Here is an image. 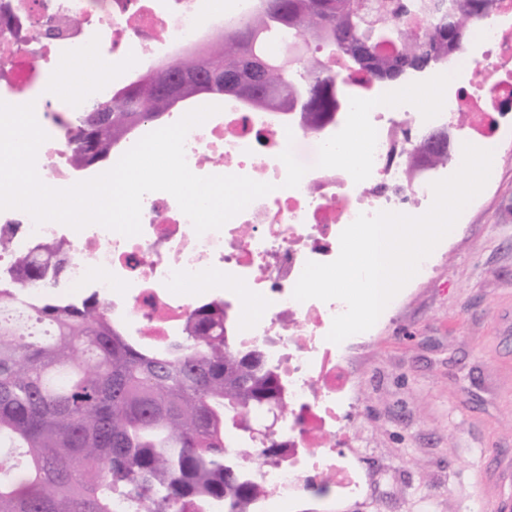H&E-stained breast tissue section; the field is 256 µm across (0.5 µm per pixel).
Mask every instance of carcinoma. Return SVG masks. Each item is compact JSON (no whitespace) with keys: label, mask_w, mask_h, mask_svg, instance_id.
Wrapping results in <instances>:
<instances>
[{"label":"carcinoma","mask_w":512,"mask_h":512,"mask_svg":"<svg viewBox=\"0 0 512 512\" xmlns=\"http://www.w3.org/2000/svg\"><path fill=\"white\" fill-rule=\"evenodd\" d=\"M266 0L201 50L176 58L173 72L215 76V97L247 99L270 112L302 109L309 133L336 111V73L322 51L343 57L364 89L433 69L467 52L472 26L500 0ZM288 30L287 52L268 54L271 35ZM148 87L94 100L61 120L80 168L110 158L134 127L168 108L159 86L170 73L146 70ZM410 163H448V153L414 151ZM66 247L46 240L16 256L0 277V306L26 309L49 326L44 340L0 320V444L20 451L22 468L0 469V512H252L260 489L235 452L251 418L283 412L279 374L224 335V306H197L184 335L157 347L105 318L104 302L43 299L65 276Z\"/></svg>","instance_id":"cac0c4a2"}]
</instances>
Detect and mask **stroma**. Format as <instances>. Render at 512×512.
<instances>
[{
    "mask_svg": "<svg viewBox=\"0 0 512 512\" xmlns=\"http://www.w3.org/2000/svg\"><path fill=\"white\" fill-rule=\"evenodd\" d=\"M497 173L391 313L342 344L367 441L361 493L300 492L291 512H493L512 467V138Z\"/></svg>",
    "mask_w": 512,
    "mask_h": 512,
    "instance_id": "1",
    "label": "stroma"
}]
</instances>
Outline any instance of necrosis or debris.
I'll list each match as a JSON object with an SVG mask.
<instances>
[{
  "mask_svg": "<svg viewBox=\"0 0 512 512\" xmlns=\"http://www.w3.org/2000/svg\"><path fill=\"white\" fill-rule=\"evenodd\" d=\"M259 0H228L223 11L207 0H0V100L33 103L47 133L37 153L41 180L66 188L82 181L69 159L57 115L41 95L44 81L62 62L81 65L106 50L113 61L138 50L148 61L159 51L172 54L205 43L215 31L252 13ZM79 16L76 26L60 21ZM480 51L473 57L476 77L432 112L411 113L391 100L387 89L347 98L337 114L322 119L313 138L308 171L298 187H284L280 159L288 144L307 135L301 119L285 112L245 108L225 98L221 112L192 128L185 157L197 175L213 174L215 158L231 174L274 184L220 230L196 233L172 195L148 193L142 200L140 234L126 237L99 225L74 230L62 224H17L14 210L0 211V235L29 252L45 240L64 242L72 260L67 280L80 295L95 294L105 314L128 332L157 345L181 335L194 304L182 290L206 281L209 301L228 307L229 335L244 348L262 350L281 378L288 413L276 434L274 457L257 458L252 442L237 451L264 496L255 512H285L301 487L323 485L346 493L359 486L343 462L350 440L344 404L352 391L341 370L336 345L328 341L332 320L343 313L339 300L299 302L292 293L306 262L328 263L340 251L339 236L359 214L400 211L404 204L427 210L432 182L447 168L413 170L409 152L425 132L451 123L458 113L471 117L464 134L493 135L512 126L503 109L512 100V0L478 24ZM371 133L357 167L336 164L331 155L346 144L353 125ZM248 287L260 307L246 311L238 293Z\"/></svg>",
  "mask_w": 512,
  "mask_h": 512,
  "instance_id": "necrosis-or-debris-1",
  "label": "necrosis or debris"
}]
</instances>
